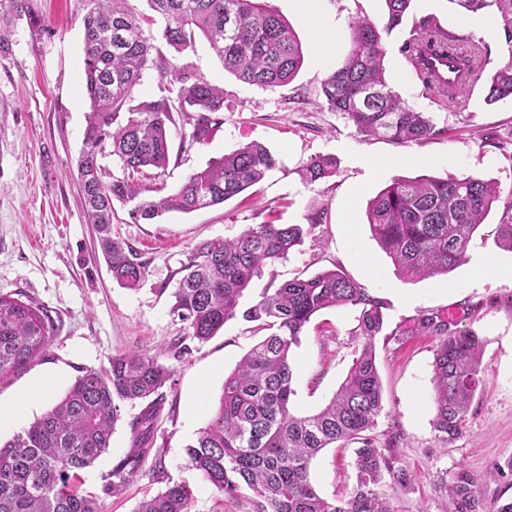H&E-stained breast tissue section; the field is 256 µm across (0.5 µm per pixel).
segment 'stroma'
<instances>
[{
  "mask_svg": "<svg viewBox=\"0 0 512 512\" xmlns=\"http://www.w3.org/2000/svg\"><path fill=\"white\" fill-rule=\"evenodd\" d=\"M43 27L14 20L11 43L0 54V293H19L43 306L55 323L46 355L0 383V404L29 396L46 374L60 378L17 424L0 429V441L47 413L74 380L88 369L108 365L113 356L134 350L169 366L151 450L123 493L103 488L130 445V423L142 403L124 404L112 444L78 481L85 494L99 497L103 512H135L139 502L162 490L155 474L163 467L170 481L192 491L191 512H251V493L229 497L202 482L188 462L187 447L216 410L224 377L258 340L251 323L236 317L206 343L189 338L171 312L172 292L187 253L199 241L232 239L254 224H302L304 236L287 259L265 268L245 290L239 307L254 305L265 289L298 273L340 267L387 302L383 333L375 339L384 410L374 430L378 440L396 437L399 464L414 477L409 492L393 500L396 512H450L447 486L460 469L478 478L485 512L512 499V476L492 477L495 464L512 458V251L497 247L501 216L512 204V158L492 143L512 136V100L486 104L487 82L479 80L462 107L438 105L423 94L402 44L414 19L436 16L450 31L485 39L491 47L486 75L512 55L502 35H483L479 26H461L451 0H413L403 24L386 35V77L417 111L427 113L439 136L419 144H396L365 137L339 112L330 111L321 84L348 54L353 23L364 16L383 24L385 0H320L325 18L341 39L326 61L314 54L312 30L290 0H267L298 35L304 61L286 86L265 90L225 71L204 37L193 49L175 54L163 40L160 55L175 58L224 90V123L192 149L181 147L183 115L171 128V158L160 176L167 189L243 144L258 142L278 165L259 184L222 205L191 213L168 212L154 223L134 221L130 208L116 205L112 230L146 263L138 289L112 279L81 204L76 163L84 147L88 103L83 95L85 0H31ZM332 156L335 177L307 183L301 169L312 158ZM389 160L378 173L368 161ZM475 174L498 184L500 198L470 240L466 261L447 277L408 281L373 238L366 222L370 200L398 177ZM440 313L456 330L483 336L484 383L467 414L462 434L442 441L434 417L432 363L438 340L413 333L416 318ZM353 307L324 310L312 317L293 348L298 414L318 411L336 392L352 364L349 334L356 326ZM185 351L173 359L170 348ZM352 448L322 450L311 465V480L324 496H342L356 483ZM164 477V478H165Z\"/></svg>",
  "mask_w": 512,
  "mask_h": 512,
  "instance_id": "obj_1",
  "label": "stroma"
}]
</instances>
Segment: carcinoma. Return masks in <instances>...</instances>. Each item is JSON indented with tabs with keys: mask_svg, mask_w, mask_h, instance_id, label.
Masks as SVG:
<instances>
[{
	"mask_svg": "<svg viewBox=\"0 0 512 512\" xmlns=\"http://www.w3.org/2000/svg\"><path fill=\"white\" fill-rule=\"evenodd\" d=\"M84 17V84L89 100L84 148L77 162L88 223L112 279L139 287L146 268L137 252L112 233L114 202L134 203L132 219L152 221L165 212L189 213L224 203L259 183L278 160L264 145L247 143L186 176L172 192L155 171L169 163L174 113H194L192 130L181 134L190 148L223 123L224 90L185 66L155 59L153 25L164 21L161 38L176 53L193 47L201 33L224 70L263 89L289 84L303 62L299 40L288 23L263 0H147L154 15L139 14L127 0H87ZM466 13L493 12L512 49V0H449ZM383 29L356 20L349 54L322 83L327 107L341 112L363 136L395 143H420L439 134L432 119L408 105L386 78L382 33L402 23L412 0H385ZM24 16L41 25L29 0H0V19ZM423 94L458 107L482 76L478 61L490 54L474 41L424 16L413 22L403 45ZM461 62L460 83H436L426 71L427 56ZM179 84L177 102L164 94L135 97L145 70ZM512 100V57L490 76L487 101ZM118 158L123 175L103 180V154ZM336 175V163L317 157L302 170L310 183ZM499 200L495 182L476 175L396 179L370 202L367 221L397 273L408 279L446 275L466 261L473 233ZM499 246L512 251V205L503 213ZM300 224H256L233 239L198 242L182 263L172 292V313L186 324L191 339L205 343L224 324L242 314L258 323L263 338L224 378L219 405L207 426L188 446L189 464L217 492L234 497L252 492V512H395L383 486L406 489L413 476L398 466L396 438L377 446L373 435L384 410L374 340L383 330L385 302L348 277L329 269L288 280L267 291L252 307L239 300L253 277L288 257L302 242ZM352 306L358 324L350 332L353 364L330 401L319 411H292V347L311 318L322 310ZM440 314L422 315L415 330L438 338L434 353L433 428L451 442L462 433L469 407L483 383L484 340L473 331H452ZM53 322L45 308L0 293V380L23 371L48 351ZM171 369L157 359L128 351L109 366L76 378L64 398L44 416L0 443V512H101L98 498L74 484L80 472L111 447L125 403L148 402L131 422V443L112 471L118 481L105 493L116 496L140 468L153 436L161 389ZM355 444L357 481L346 497L325 498L311 481L313 460L332 444ZM191 490L167 482L142 500L136 512H188ZM452 512H484L475 478L458 471L448 486Z\"/></svg>",
	"mask_w": 512,
	"mask_h": 512,
	"instance_id": "carcinoma-1",
	"label": "carcinoma"
}]
</instances>
